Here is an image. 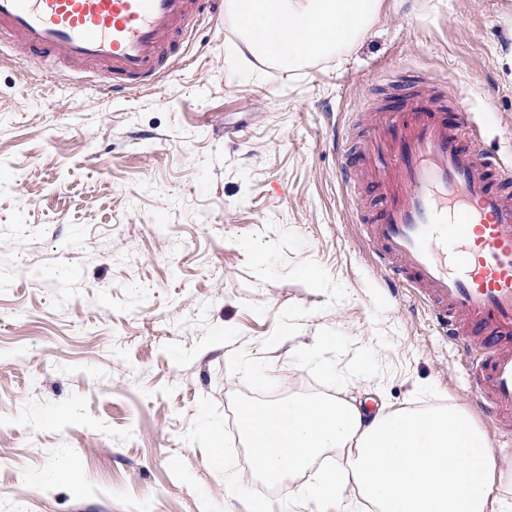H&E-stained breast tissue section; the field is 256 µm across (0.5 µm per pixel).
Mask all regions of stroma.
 Here are the masks:
<instances>
[{
  "label": "stroma",
  "instance_id": "obj_1",
  "mask_svg": "<svg viewBox=\"0 0 512 512\" xmlns=\"http://www.w3.org/2000/svg\"><path fill=\"white\" fill-rule=\"evenodd\" d=\"M187 49L115 97L0 49V512H249L237 405L261 394L455 404L512 458L338 178L350 116L405 82L512 159V0H380L293 65L229 12Z\"/></svg>",
  "mask_w": 512,
  "mask_h": 512
}]
</instances>
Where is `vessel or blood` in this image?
<instances>
[{"mask_svg":"<svg viewBox=\"0 0 512 512\" xmlns=\"http://www.w3.org/2000/svg\"><path fill=\"white\" fill-rule=\"evenodd\" d=\"M223 12L224 0H0V33L114 94L154 86L177 44ZM472 124L467 107L451 123L416 95L372 114L360 164H341L339 176L378 193L380 209L357 216L376 257L441 336L463 343L479 401L510 429L512 164L488 153Z\"/></svg>","mask_w":512,"mask_h":512,"instance_id":"b4317fda","label":"vessel or blood"}]
</instances>
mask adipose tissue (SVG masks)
Returning <instances> with one entry per match:
<instances>
[{
    "mask_svg": "<svg viewBox=\"0 0 512 512\" xmlns=\"http://www.w3.org/2000/svg\"><path fill=\"white\" fill-rule=\"evenodd\" d=\"M250 47L291 63L360 35L379 0H229ZM253 469L281 484L327 451L335 465L288 491L296 505L352 512H512L507 474L461 407L375 413L339 398L291 397L240 407Z\"/></svg>",
    "mask_w": 512,
    "mask_h": 512,
    "instance_id": "1",
    "label": "adipose tissue"
}]
</instances>
